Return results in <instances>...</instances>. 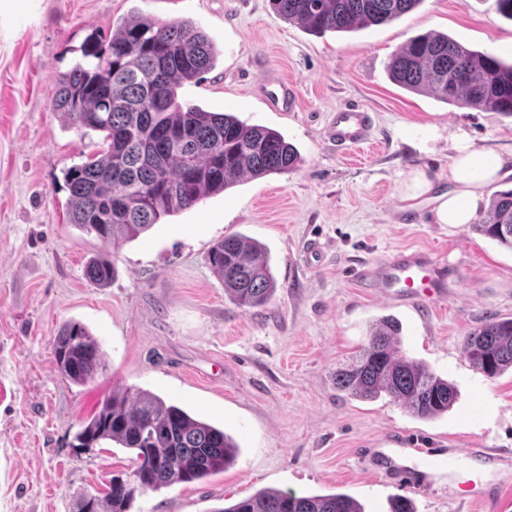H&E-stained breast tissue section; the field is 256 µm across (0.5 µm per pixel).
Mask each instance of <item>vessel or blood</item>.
Returning a JSON list of instances; mask_svg holds the SVG:
<instances>
[{
  "instance_id": "obj_1",
  "label": "vessel or blood",
  "mask_w": 512,
  "mask_h": 512,
  "mask_svg": "<svg viewBox=\"0 0 512 512\" xmlns=\"http://www.w3.org/2000/svg\"><path fill=\"white\" fill-rule=\"evenodd\" d=\"M373 126L370 111L351 104L333 112L324 136L337 150L350 151L370 143ZM359 278L380 297L413 308L439 298L447 286L445 262L421 249L397 251L361 269ZM383 469L387 478L407 490L418 489L423 477L421 470L399 465L389 455L383 459Z\"/></svg>"
}]
</instances>
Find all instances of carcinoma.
<instances>
[{
  "mask_svg": "<svg viewBox=\"0 0 512 512\" xmlns=\"http://www.w3.org/2000/svg\"><path fill=\"white\" fill-rule=\"evenodd\" d=\"M423 0H272L283 18L315 34L391 23ZM83 61L55 79L53 110L70 126L102 134L105 148L64 170L69 222L117 251L154 225L220 194L245 177L286 173L301 163L278 131L230 112L178 101V89L215 66L217 48L188 20L133 15L104 40L82 49ZM389 78L411 92L429 91L450 105L512 117V62L469 49L446 34L413 37L396 52ZM477 233L512 250V189L490 198ZM209 262L224 292L240 307L268 304L277 288L265 247L229 236L212 246ZM114 263L94 257L92 282L105 284ZM477 371L497 377L512 369V318L490 317L463 340ZM58 373L84 385L104 365L88 328L65 323L53 344ZM336 388L362 399L382 395L419 419L440 416L457 399L454 385L400 350V325L382 317L370 328L358 358L336 370ZM78 448L110 441L130 450L133 479L113 477L82 498L79 512H130L136 496L195 483L224 471L238 445L224 430L193 417L147 390H114L75 436ZM214 512H364L346 494L259 492Z\"/></svg>",
  "mask_w": 512,
  "mask_h": 512,
  "instance_id": "carcinoma-1",
  "label": "carcinoma"
}]
</instances>
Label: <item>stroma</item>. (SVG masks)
<instances>
[{"label": "stroma", "mask_w": 512, "mask_h": 512, "mask_svg": "<svg viewBox=\"0 0 512 512\" xmlns=\"http://www.w3.org/2000/svg\"><path fill=\"white\" fill-rule=\"evenodd\" d=\"M138 11L205 30L220 57L181 102L280 132L299 151L294 170L246 179L169 217L114 257L107 286L85 275L106 248L70 224L65 168L102 136L64 125L51 100L92 35ZM512 58V19L497 0H423L392 23L314 34L271 0H12L0 8V512H78L84 496L136 467L111 442L74 447L82 422L112 389L141 388L218 428L238 445L224 472L147 492L132 512H216L262 491L343 493L365 512H390L400 488L379 468L380 441L427 437L437 454L412 493L415 512H512V371L489 379L464 356L466 334L489 316L512 317V251L471 225L436 224L430 197L406 205L402 174L422 167L448 188L459 142L496 152L512 187V117L446 104L389 80L394 53L416 35ZM292 87L293 111L266 99L267 76ZM373 111L372 147L344 153L326 142L336 108ZM263 244L278 288L242 308L224 293L209 251L228 236ZM322 252L309 256V241ZM404 247L436 250L448 293L410 308L357 285L359 270ZM394 316L401 348L448 379L457 400L430 420L382 396L337 390L335 375L366 344L371 324ZM85 324L105 366L84 385L64 380L53 342ZM505 448L503 464L458 459ZM495 486L493 506L462 505L471 487Z\"/></svg>", "instance_id": "obj_1"}]
</instances>
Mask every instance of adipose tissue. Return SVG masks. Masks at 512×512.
Returning a JSON list of instances; mask_svg holds the SVG:
<instances>
[{"mask_svg":"<svg viewBox=\"0 0 512 512\" xmlns=\"http://www.w3.org/2000/svg\"><path fill=\"white\" fill-rule=\"evenodd\" d=\"M503 169V161L492 152L465 145L457 150L448 166L449 189L434 194L433 176L423 169L404 175L398 192L402 201L410 202L434 194L435 207L431 219L437 224H467L477 215L484 202V193Z\"/></svg>","mask_w":512,"mask_h":512,"instance_id":"1","label":"adipose tissue"}]
</instances>
